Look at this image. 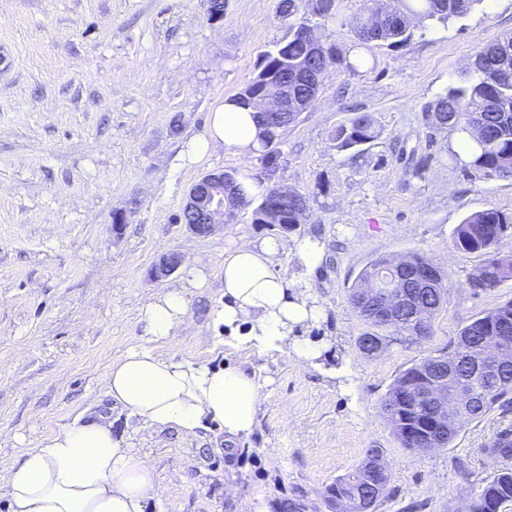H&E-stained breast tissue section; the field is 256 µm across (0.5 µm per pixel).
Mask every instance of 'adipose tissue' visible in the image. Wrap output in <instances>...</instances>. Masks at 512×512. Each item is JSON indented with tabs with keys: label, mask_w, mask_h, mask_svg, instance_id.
Returning a JSON list of instances; mask_svg holds the SVG:
<instances>
[{
	"label": "adipose tissue",
	"mask_w": 512,
	"mask_h": 512,
	"mask_svg": "<svg viewBox=\"0 0 512 512\" xmlns=\"http://www.w3.org/2000/svg\"><path fill=\"white\" fill-rule=\"evenodd\" d=\"M262 131L251 109L228 101L211 112L206 136L190 146L193 156L217 149L255 152ZM295 255L297 278L285 277L276 261ZM324 259L320 239L297 242L243 240L224 251V302L211 314L213 329L235 335L236 346L268 353L290 349L297 361L317 359L319 346L297 339L295 329L318 320L322 306L311 293L308 275ZM187 313L185 297L170 291L142 308V343L129 348L108 372L109 394L129 414L186 439L213 422L232 438L249 436L256 425L262 386L255 376L232 367L178 361L155 349L172 338ZM154 487L149 460L122 447L110 422L73 421L28 449L0 475L10 512H145Z\"/></svg>",
	"instance_id": "adipose-tissue-1"
}]
</instances>
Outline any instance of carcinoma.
<instances>
[{"label": "carcinoma", "instance_id": "obj_1", "mask_svg": "<svg viewBox=\"0 0 512 512\" xmlns=\"http://www.w3.org/2000/svg\"><path fill=\"white\" fill-rule=\"evenodd\" d=\"M330 2L332 8L328 9L319 0H313L312 12L325 20L338 19L341 25L349 28L353 39L350 54L343 55L335 45L325 43L320 45L317 54H312V47L304 35L309 24L291 21L288 23V37L264 54L262 59V66L277 69L283 83L296 94L301 104L309 108L322 90L313 71L336 65L355 72L365 65L362 51L371 45L397 47L410 43L412 19L445 25L452 19L466 16L481 0H361L356 12L342 19L339 18L338 0ZM302 57L312 60L307 70H298L294 65V60ZM426 120L439 128L470 134L475 148L465 162L469 169L488 177L512 178V35L482 47L472 61L468 79L449 87L445 94L439 96L428 107ZM377 136L374 117L360 112L349 124L336 129V148L354 149L372 143ZM278 141V133L264 130L260 152L262 164L269 170L278 158ZM273 201L279 207L281 228L288 231L301 223L309 206L308 197L295 188H288V197L277 200L268 188L260 197L244 201L246 205H254L253 223H266L267 207ZM511 233L512 214L493 207L467 215L455 227V247L481 257L476 273L467 282L473 293L493 292L512 280V252L504 253L498 249L499 242ZM390 265L391 262L384 258L372 261L361 271L350 291L352 307L372 328L358 338L359 349L367 356L371 351L365 346L367 340H380L386 347L395 335L403 342H417L411 334L410 325L380 321L366 312L362 304L360 288ZM407 265L418 271L429 268L433 272V276L427 278V304L430 315H435L446 302L443 268L417 253L408 256ZM494 351L512 358V299L464 325L451 349L422 359L393 380L383 398L382 410L400 447L409 451L416 445L435 407L428 392L423 393L414 406L406 409L399 408L400 397L407 385L418 382L430 368L440 365L443 358L448 361V380L440 382L438 388H450L465 376L471 388L483 394L478 406L448 418L445 446L455 441L464 423L485 416L512 393V366L508 364L499 375L488 371L474 377L467 372L469 365L488 363V353ZM489 452L496 458L512 459L511 425L496 433ZM384 468L386 465L382 462L380 450L369 449L361 463L328 487L326 498L332 512H374L390 481L387 476L380 486L373 485L374 474ZM509 501H512V468L504 467L475 493L469 512H485L491 504L500 507Z\"/></svg>", "mask_w": 512, "mask_h": 512}]
</instances>
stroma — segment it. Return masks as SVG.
I'll list each match as a JSON object with an SVG mask.
<instances>
[{
    "label": "stroma",
    "instance_id": "stroma-1",
    "mask_svg": "<svg viewBox=\"0 0 512 512\" xmlns=\"http://www.w3.org/2000/svg\"><path fill=\"white\" fill-rule=\"evenodd\" d=\"M278 3L225 0L213 21L206 0H0V470L73 420L102 416L151 462L146 512H329L327 487L371 448L383 450L390 474L376 512H468L501 469L488 447L512 410L465 423L449 447L417 455L392 436L382 399L403 370L512 298V281L472 294L480 259L453 243L468 214L512 212V179L452 163L455 132L425 121L477 51L512 34V0H478L448 25H415L407 46L369 49L357 72L330 69L278 145L273 180L308 196L303 223L287 232L256 224L245 206L197 236L177 221L191 185L207 172L262 171L256 154L192 163L186 150L285 36ZM356 110L375 117L380 135L364 151L339 150L334 133ZM124 209L131 219L114 228ZM310 235L325 243L311 275L325 313L295 334L321 346L322 366L287 350L241 349L209 330L224 301L225 249ZM169 252L182 266L154 279ZM412 253L447 272V303L429 338L364 356L357 339L368 326L349 293L371 261ZM170 290L183 292L187 314L157 351L254 374L263 402L251 436L230 440L208 423L185 439L109 396L112 362L142 340L143 305ZM329 366L343 376H328Z\"/></svg>",
    "mask_w": 512,
    "mask_h": 512
}]
</instances>
